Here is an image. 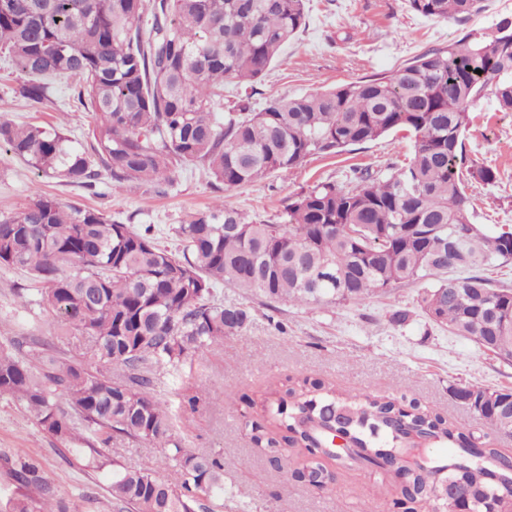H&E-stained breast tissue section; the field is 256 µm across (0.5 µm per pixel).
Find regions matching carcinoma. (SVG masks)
Returning a JSON list of instances; mask_svg holds the SVG:
<instances>
[{"label":"carcinoma","instance_id":"carcinoma-1","mask_svg":"<svg viewBox=\"0 0 512 512\" xmlns=\"http://www.w3.org/2000/svg\"><path fill=\"white\" fill-rule=\"evenodd\" d=\"M407 2L430 19L483 8V0ZM306 21L305 0H0V51L25 76L16 93L40 103L50 78H75L95 115L86 146L55 129L0 123V143L61 183L88 184L102 172L115 187L154 183L202 163L228 190L397 130L414 136L410 162L386 178L366 171L347 184L319 183L292 199L286 224L219 205L175 228L176 251L159 247L149 226L136 230L45 194L0 215L5 266L42 284L37 304L63 334L91 336L96 356L85 366L44 342L1 348L0 397L17 399L61 442L81 424L102 448L114 432L171 448L177 469L169 477L149 467L115 470L109 492L120 509L195 512L202 498L224 494V460L172 438L151 376L249 325V307L215 300L218 285L295 304H343L420 283L430 321L512 362V330L493 322L512 320V289L485 275L512 260V229L489 233L472 223L460 177L469 113L483 93L512 112V18L391 75L274 99L258 112L242 103L217 121L224 80L264 77ZM112 365L124 375L112 378ZM450 396L491 432L512 435L511 389L453 385ZM315 401L350 409L362 461L379 467L385 449L396 448L386 437L396 400L341 398L309 377L267 387L262 407L272 431L256 426L255 442L274 446L272 433L284 430L292 451L313 454L304 443L322 434L302 433L295 414ZM407 408L400 416L427 427L450 453L416 463L412 487H400L389 512H512V463L486 435L417 402ZM12 475L34 495L11 498L9 512H71L36 463L18 457ZM448 478L460 497L446 502L433 490Z\"/></svg>","mask_w":512,"mask_h":512}]
</instances>
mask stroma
<instances>
[{
	"label": "stroma",
	"mask_w": 512,
	"mask_h": 512,
	"mask_svg": "<svg viewBox=\"0 0 512 512\" xmlns=\"http://www.w3.org/2000/svg\"><path fill=\"white\" fill-rule=\"evenodd\" d=\"M307 11L304 31L270 74L246 92L254 109L276 97L391 74L427 50L447 47L470 32L490 31L500 16L512 15V0H486L484 11L462 21L422 17L406 0H307ZM19 80L0 53V121L58 128L73 143L86 141L94 115L71 82L55 81L48 99L36 103L15 94ZM465 144L472 222L489 230L512 226V112L499 111L492 92L472 108ZM412 152L411 136L398 131L340 154L311 156L288 176L272 174L229 190L199 165L176 168L167 183L118 188L104 173L88 186L46 179L0 144V215L20 211L41 193L138 230L152 227L157 242L173 249V227L216 205L281 222L290 199L314 184L346 183L364 169L383 177L407 163ZM484 168L494 171L493 182L480 179ZM37 288L27 271L0 268V344L35 338L77 362L93 363L92 339L78 331L60 336L53 317L35 302ZM420 291L410 283L382 296L327 306L217 288V299L251 308L250 325L191 355L180 370L154 375L155 394L165 402L183 447L227 463L224 494L204 499V512H386L398 485L391 472L355 464L336 468L327 490L314 492L293 478L303 457L287 451L274 462L255 447L251 426L261 423L260 412L229 404L226 396L232 392L256 399L270 382L318 377L340 395L418 399L457 426L483 434L482 422L456 404L448 388L512 389V363L429 321L418 310ZM396 308L412 310L407 325L390 323ZM16 455L37 461L76 512H118L109 494L117 467H149L161 477L175 469L169 449L119 434L94 454L82 437L61 443L41 431L16 400L0 398V505L20 492L6 463Z\"/></svg>",
	"instance_id": "stroma-1"
}]
</instances>
